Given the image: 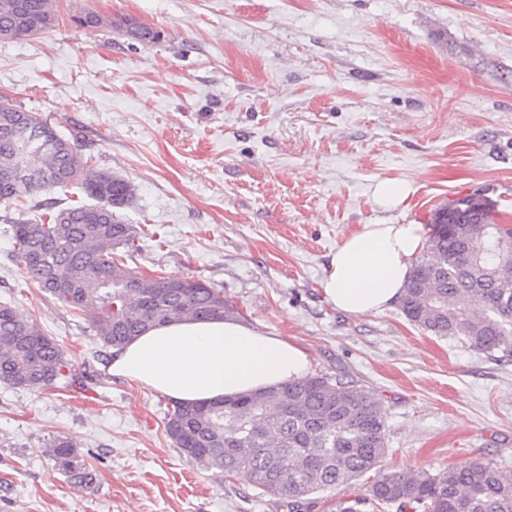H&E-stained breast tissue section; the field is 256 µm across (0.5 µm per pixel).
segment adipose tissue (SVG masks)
<instances>
[{"mask_svg":"<svg viewBox=\"0 0 512 512\" xmlns=\"http://www.w3.org/2000/svg\"><path fill=\"white\" fill-rule=\"evenodd\" d=\"M419 224H365L333 253L321 282L326 298L350 314L381 311L400 297L424 250ZM307 353L287 340L232 320L181 321L155 327L116 355L113 374L178 402L207 403L302 377Z\"/></svg>","mask_w":512,"mask_h":512,"instance_id":"obj_1","label":"adipose tissue"}]
</instances>
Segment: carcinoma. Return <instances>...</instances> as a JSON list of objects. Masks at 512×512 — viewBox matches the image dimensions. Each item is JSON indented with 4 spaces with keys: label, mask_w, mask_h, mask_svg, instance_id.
Instances as JSON below:
<instances>
[{
    "label": "carcinoma",
    "mask_w": 512,
    "mask_h": 512,
    "mask_svg": "<svg viewBox=\"0 0 512 512\" xmlns=\"http://www.w3.org/2000/svg\"><path fill=\"white\" fill-rule=\"evenodd\" d=\"M55 0H0V38L46 32ZM77 23L107 27L131 46L164 32L132 17L87 10ZM81 186L90 205L41 207L47 220L9 206L37 192ZM134 188L90 164L36 112L0 103V220L12 225L28 277L57 302L91 314L102 346L122 349L147 330L182 320L236 317L221 290L191 279L146 278L115 258L135 248L138 232L120 219ZM448 214V223L440 215ZM424 253L400 297L403 315L436 336H460L489 355L512 358V231L486 199L466 196L435 213ZM72 377L60 345L9 303H0V382L42 390ZM166 431L187 457L231 478L247 471L260 494L288 512H512V473L473 460L436 474L382 469L387 412L381 394L326 374L306 375L267 391L209 403L176 402ZM73 479L88 472L72 444L53 446ZM363 478L360 494L330 491ZM328 495H323V492Z\"/></svg>",
    "instance_id": "carcinoma-1"
}]
</instances>
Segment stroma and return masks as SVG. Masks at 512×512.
<instances>
[{
	"label": "stroma",
	"mask_w": 512,
	"mask_h": 512,
	"mask_svg": "<svg viewBox=\"0 0 512 512\" xmlns=\"http://www.w3.org/2000/svg\"><path fill=\"white\" fill-rule=\"evenodd\" d=\"M46 33L0 40V102L37 112L129 181L126 266L223 291L240 322L301 347L310 373L378 390L386 470L474 459L512 470V361L349 314L320 282L365 224L431 229L476 195L512 221V0H55ZM162 29L130 47L80 12ZM410 183L381 209L384 180ZM0 302L63 348L77 385L0 383V512H288L251 476L183 455L170 398L113 375L89 314L28 278L0 223ZM69 441L88 483L51 455Z\"/></svg>",
	"instance_id": "1"
}]
</instances>
